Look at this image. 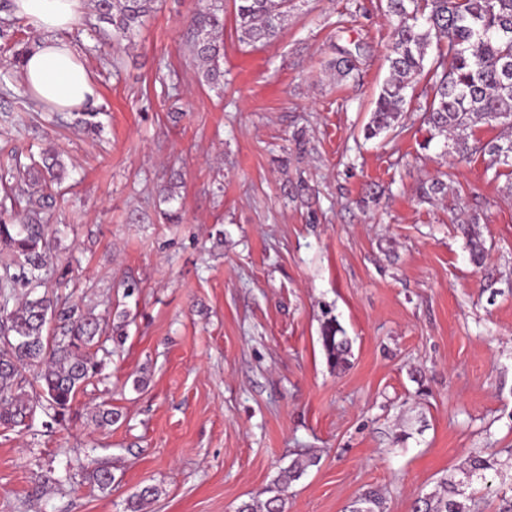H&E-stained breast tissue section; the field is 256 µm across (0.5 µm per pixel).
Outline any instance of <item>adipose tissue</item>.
<instances>
[{
	"label": "adipose tissue",
	"instance_id": "1",
	"mask_svg": "<svg viewBox=\"0 0 512 512\" xmlns=\"http://www.w3.org/2000/svg\"><path fill=\"white\" fill-rule=\"evenodd\" d=\"M83 6L84 0H12L14 16L36 35L22 63V80L34 100L54 112L86 111L98 97L67 37Z\"/></svg>",
	"mask_w": 512,
	"mask_h": 512
}]
</instances>
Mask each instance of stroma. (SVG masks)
I'll list each match as a JSON object with an SVG mask.
<instances>
[{"label":"stroma","instance_id":"stroma-1","mask_svg":"<svg viewBox=\"0 0 512 512\" xmlns=\"http://www.w3.org/2000/svg\"><path fill=\"white\" fill-rule=\"evenodd\" d=\"M209 2L157 0L129 38L86 10L70 38L96 132L31 98L12 63L26 28L0 39V156L65 165L49 210L63 294L128 313L66 427L40 413L0 426V512H127L148 484L146 512H235L306 453L320 461L288 512H345L370 488L410 512L444 478L497 512L512 495V167L428 141L423 79L396 130L365 138L389 74L386 0H293L277 37L249 45L222 0L217 83L189 52ZM435 179L447 194L422 196ZM328 315L351 342L342 371L321 343ZM103 403L121 415L107 430L90 417ZM491 452L497 470L467 477ZM93 459L110 490L89 482Z\"/></svg>","mask_w":512,"mask_h":512}]
</instances>
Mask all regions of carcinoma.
Masks as SVG:
<instances>
[{
	"mask_svg": "<svg viewBox=\"0 0 512 512\" xmlns=\"http://www.w3.org/2000/svg\"><path fill=\"white\" fill-rule=\"evenodd\" d=\"M99 19L124 37L133 35L155 10V0H92ZM291 0H237L239 41L271 40L288 16ZM393 26L388 47L389 77L383 83L366 127L374 137L395 126L403 112L407 89L426 75L432 96L426 102L424 121L431 143L437 137L455 139V152L463 158L477 153L492 157V164L512 166V140L500 144L474 140L464 132L477 123L512 129V0H387ZM191 52L205 81L222 77L224 16L208 7L191 20ZM436 45L429 69H424L427 49ZM20 182L8 198L23 208L7 209L0 203V245L13 260L0 264V424L19 426L36 410L50 422L64 426L77 394L102 369L98 352L111 354L106 343L123 340L124 323L110 322L91 311L80 313L58 297L37 290L46 286L49 262L57 250L56 236L45 217L42 182L54 173L55 163L21 166ZM321 341L328 363L339 371L349 365L351 344L334 319L323 323ZM33 379H28V376ZM91 419L106 429L119 420L110 408H96ZM319 457L308 454L280 469L262 490L266 499L244 503L237 512H288V486L300 479ZM90 480L101 491L112 487L109 467L90 461ZM495 454L474 456L469 472L485 478L494 469ZM158 496L145 486L131 498L130 512H143ZM470 496L456 484L441 482L440 489L417 495L411 512H472ZM348 512H385L378 490L358 496Z\"/></svg>",
	"mask_w": 512,
	"mask_h": 512,
	"instance_id": "1",
	"label": "carcinoma"
}]
</instances>
